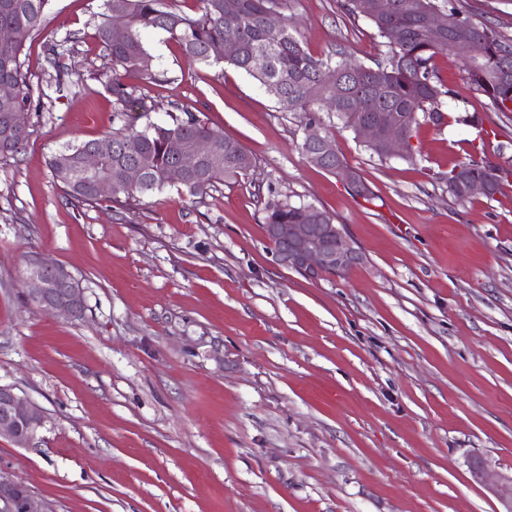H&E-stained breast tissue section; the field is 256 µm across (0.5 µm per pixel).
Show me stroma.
Returning <instances> with one entry per match:
<instances>
[{
  "label": "stroma",
  "mask_w": 512,
  "mask_h": 512,
  "mask_svg": "<svg viewBox=\"0 0 512 512\" xmlns=\"http://www.w3.org/2000/svg\"><path fill=\"white\" fill-rule=\"evenodd\" d=\"M462 3L512 36V0ZM101 8L50 0L22 52L40 99L24 149L0 160V384L46 423L30 447L0 439V471L55 512H499L469 462L492 482L512 475V112L437 56L454 95L442 125L414 131V161L379 160L326 121L363 199L297 149L295 113L255 79L165 34L144 36L165 80L121 75L151 112L117 116ZM287 14L314 56H386L344 0H291ZM70 34L74 84L60 93L45 49ZM464 110L481 128L458 123ZM187 113L254 157L245 178L132 209L83 206L54 183L56 151ZM482 156L507 174L501 193L455 202L444 176ZM273 199L327 210L362 263L317 280L279 265ZM36 255L81 282L82 318L30 305Z\"/></svg>",
  "instance_id": "obj_1"
}]
</instances>
